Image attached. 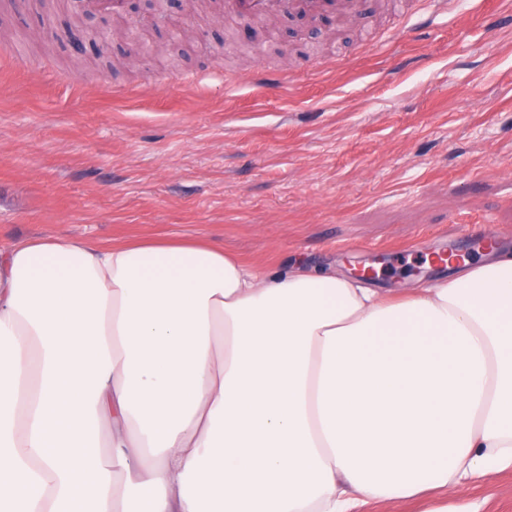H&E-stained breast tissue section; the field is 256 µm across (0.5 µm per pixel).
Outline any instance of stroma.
I'll return each mask as SVG.
<instances>
[{
    "label": "stroma",
    "mask_w": 512,
    "mask_h": 512,
    "mask_svg": "<svg viewBox=\"0 0 512 512\" xmlns=\"http://www.w3.org/2000/svg\"><path fill=\"white\" fill-rule=\"evenodd\" d=\"M172 0L95 15L148 46L0 45V243L66 234L202 236L280 270L304 260L414 286L480 230L512 249V0H385L375 17L312 37L307 17L251 34L238 16ZM197 34L183 41L181 29ZM263 69L267 85L252 74ZM512 512V471L473 487Z\"/></svg>",
    "instance_id": "35a3bbf8"
}]
</instances>
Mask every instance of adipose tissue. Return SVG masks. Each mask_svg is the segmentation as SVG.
I'll list each match as a JSON object with an SVG mask.
<instances>
[{
  "instance_id": "1",
  "label": "adipose tissue",
  "mask_w": 512,
  "mask_h": 512,
  "mask_svg": "<svg viewBox=\"0 0 512 512\" xmlns=\"http://www.w3.org/2000/svg\"><path fill=\"white\" fill-rule=\"evenodd\" d=\"M444 267L387 288L202 237L0 247V512H354L512 469V250Z\"/></svg>"
}]
</instances>
